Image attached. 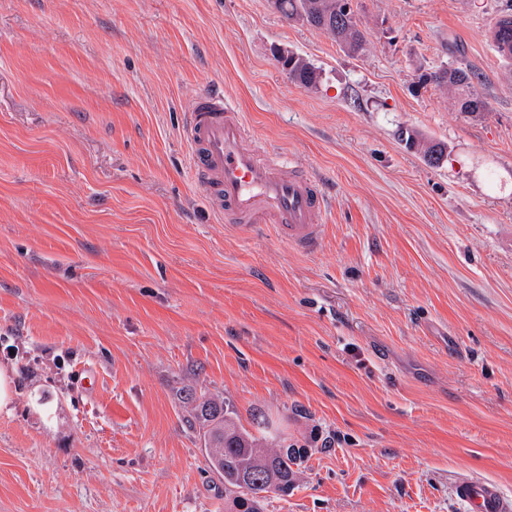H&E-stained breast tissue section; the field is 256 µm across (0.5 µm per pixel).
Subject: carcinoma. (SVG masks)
Returning a JSON list of instances; mask_svg holds the SVG:
<instances>
[{
	"mask_svg": "<svg viewBox=\"0 0 512 512\" xmlns=\"http://www.w3.org/2000/svg\"><path fill=\"white\" fill-rule=\"evenodd\" d=\"M270 6L293 23L321 31L350 53L364 50L366 30L354 10L339 6L341 0H268ZM496 48L512 51V13L503 14L491 31ZM292 67L288 78L314 89L320 73L307 60L288 56ZM475 73L467 68L446 67L425 72L418 78L421 86L434 84L454 93L458 111L475 114L488 111V102L475 89ZM406 144L420 148L424 157L443 156L444 147L431 144L418 134H410ZM190 406L187 428L202 442L208 467L224 477V506L227 512H265L269 500L284 497L298 482L301 468L311 456L310 448L275 444L269 447L237 422L236 412L224 399L193 392L185 397Z\"/></svg>",
	"mask_w": 512,
	"mask_h": 512,
	"instance_id": "carcinoma-1",
	"label": "carcinoma"
}]
</instances>
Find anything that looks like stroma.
<instances>
[{
	"instance_id": "1",
	"label": "stroma",
	"mask_w": 512,
	"mask_h": 512,
	"mask_svg": "<svg viewBox=\"0 0 512 512\" xmlns=\"http://www.w3.org/2000/svg\"><path fill=\"white\" fill-rule=\"evenodd\" d=\"M352 6L357 55L267 0H0V512H224L191 390L312 449L267 512H460L463 473L512 495V0ZM449 65L489 112L417 88ZM203 89L322 183L313 251L210 214ZM503 18L499 19L493 30L491 31V39L497 48L498 52L503 46H508L510 55L505 56L509 59L512 58V13L507 12L502 15ZM500 53V52H499ZM283 57H288V63H293L292 67L288 70V78L307 89H314L317 87L319 83L320 73H318L317 69L305 58L304 61L298 58L294 61V54L292 52H282L280 53ZM293 55V56H291Z\"/></svg>"
}]
</instances>
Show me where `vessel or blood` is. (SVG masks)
I'll list each match as a JSON object with an SVG mask.
<instances>
[{"label": "vessel or blood", "instance_id": "vessel-or-blood-1", "mask_svg": "<svg viewBox=\"0 0 512 512\" xmlns=\"http://www.w3.org/2000/svg\"><path fill=\"white\" fill-rule=\"evenodd\" d=\"M182 136L193 179L219 221L246 234L272 225L293 248L315 249L326 209L322 186L281 156L268 155L248 135L232 100L211 91L195 96ZM451 492L464 512H512V497L490 479L462 475Z\"/></svg>", "mask_w": 512, "mask_h": 512}]
</instances>
